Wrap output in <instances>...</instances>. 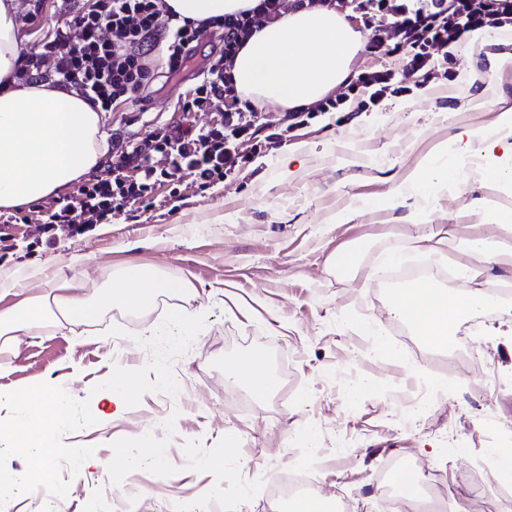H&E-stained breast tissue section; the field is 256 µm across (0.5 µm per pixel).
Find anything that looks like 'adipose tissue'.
<instances>
[{"instance_id":"adipose-tissue-1","label":"adipose tissue","mask_w":512,"mask_h":512,"mask_svg":"<svg viewBox=\"0 0 512 512\" xmlns=\"http://www.w3.org/2000/svg\"><path fill=\"white\" fill-rule=\"evenodd\" d=\"M180 18L208 21L247 10L252 0H166ZM16 0H0V208L30 204L70 186L95 169L107 150L100 109L84 95L49 81L18 78ZM364 47L362 35L335 9L317 6L290 11L256 29L237 53L230 73L240 95L255 103H273L282 111L308 108L341 85L353 59ZM482 176L499 183L512 175V142L484 134ZM157 268L131 266L96 294L60 280L48 293L28 297L20 306L0 311V351L15 347L21 334L57 319H90L119 305L142 313L160 298L188 290ZM489 301L481 290L447 291L418 281L397 289L393 312L411 323L434 347H447L454 329ZM228 384L246 383L260 398L272 394L271 375L259 357L241 360L225 373ZM21 412H39L42 420L66 427L71 398L57 384L20 395ZM15 451L28 462L26 480L37 485L52 476V450L38 423L16 432Z\"/></svg>"}]
</instances>
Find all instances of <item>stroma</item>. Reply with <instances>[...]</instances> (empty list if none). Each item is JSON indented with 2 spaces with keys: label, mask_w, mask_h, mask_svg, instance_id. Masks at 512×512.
<instances>
[{
  "label": "stroma",
  "mask_w": 512,
  "mask_h": 512,
  "mask_svg": "<svg viewBox=\"0 0 512 512\" xmlns=\"http://www.w3.org/2000/svg\"><path fill=\"white\" fill-rule=\"evenodd\" d=\"M223 45L204 32L184 71L168 76L167 48L156 53L155 77L137 102L103 113L107 143L150 133L196 132L219 123L220 110L186 112L206 57ZM448 75L392 96L378 108L347 115L300 117L259 105L256 134L239 144L249 160L223 181L200 187L177 172L157 183L145 203L113 211L79 235L46 228L68 188L38 202L0 209V310L42 292L57 279L93 290L131 265H150L187 279L191 292L131 314L112 306L83 325L23 337L0 353V471L20 473L10 428L30 422L16 396L66 382L73 422L44 423L53 440L52 479L7 492L11 512H50L58 497L67 512H271L269 489L300 467L323 489L348 498L353 512H390L379 475L406 473L408 463L452 473L441 490L450 512H469L466 479L479 472L487 493L506 476L499 456L512 454V299L479 309L459 327L474 364L450 367L452 352L426 344L396 318L397 284L386 256L425 259L413 240L421 213L463 240L483 237L512 246V228L490 222L512 213V186L481 176L477 148L459 154L462 131L495 129L512 113V25L496 39L464 34L448 47ZM291 155V176L281 158ZM457 161L465 188L448 185L429 198H394L417 166ZM349 214L337 222L338 214ZM355 264L342 268L340 255ZM435 287L512 290V262L468 281L433 278ZM196 315L198 337L167 335L170 312ZM256 355L271 371L275 393L255 398L245 384L228 385L226 370ZM133 373L141 390L113 416L106 385L115 369ZM429 406L413 416V398ZM155 436L157 460L128 467L113 459L139 452L143 432ZM237 435L238 462L210 469L224 437ZM88 449L100 467L77 469L71 451Z\"/></svg>",
  "instance_id": "1"
}]
</instances>
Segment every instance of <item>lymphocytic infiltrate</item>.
Listing matches in <instances>:
<instances>
[{
	"label": "lymphocytic infiltrate",
	"mask_w": 512,
	"mask_h": 512,
	"mask_svg": "<svg viewBox=\"0 0 512 512\" xmlns=\"http://www.w3.org/2000/svg\"><path fill=\"white\" fill-rule=\"evenodd\" d=\"M326 2L257 0L253 8L225 16L217 24L224 46L204 64L203 81L184 102V111L205 112L228 101L239 102L226 65L256 26L278 18L285 9ZM382 18L392 19V26L380 28ZM363 25L370 55L399 56L407 76L429 81L438 76L435 53L464 33L512 25V0H368ZM203 30V25L179 21L165 0H84L64 26L54 28L49 38L25 54L20 74L82 92L108 112L118 101L136 98L149 83L153 53L160 44H167L166 65L175 74L185 67ZM393 77L383 68L360 73L344 92L318 109L369 110L388 96L406 93V86L395 84ZM224 137L220 130L209 128L193 135L159 134L116 144V161L107 174L81 185L75 200L61 205L48 221L82 233L112 209L145 202L156 182L172 169L188 172L205 186L223 180L226 172L247 161L236 148L225 147ZM158 153L166 157V167L155 166L153 157Z\"/></svg>",
	"instance_id": "1"
}]
</instances>
